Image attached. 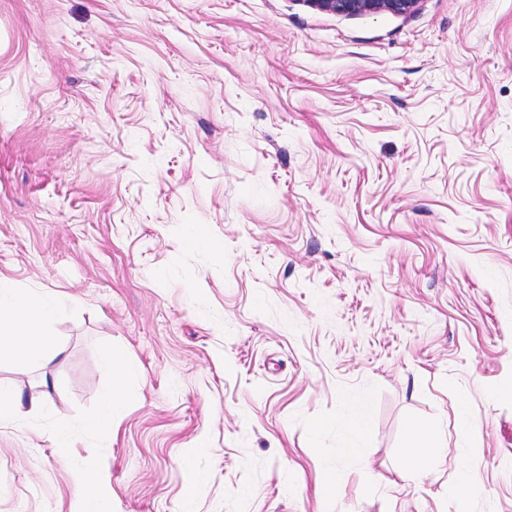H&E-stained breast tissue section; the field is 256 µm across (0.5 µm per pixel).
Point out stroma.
<instances>
[{
	"mask_svg": "<svg viewBox=\"0 0 512 512\" xmlns=\"http://www.w3.org/2000/svg\"><path fill=\"white\" fill-rule=\"evenodd\" d=\"M0 283V512H512V0H0ZM312 8L341 15L388 12L405 15L413 12L419 0H305ZM10 306H0V359L12 358L23 363H51L62 350L43 342L44 326L63 310L58 295L25 292L11 296ZM104 358L112 367V388L101 396L98 412L79 424L80 428L88 433L112 430L117 411L124 402L126 366L121 359L112 354V350L107 351ZM27 398L15 387L0 388V425L18 423L31 411L25 410ZM432 436L421 424H414L408 433L406 451L415 459L421 469H427L432 463L431 447ZM112 511V491L108 476L100 471L82 472L71 512Z\"/></svg>",
	"mask_w": 512,
	"mask_h": 512,
	"instance_id": "35a3bbf8",
	"label": "stroma"
}]
</instances>
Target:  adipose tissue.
Returning a JSON list of instances; mask_svg holds the SVG:
<instances>
[{
	"mask_svg": "<svg viewBox=\"0 0 512 512\" xmlns=\"http://www.w3.org/2000/svg\"><path fill=\"white\" fill-rule=\"evenodd\" d=\"M63 307L64 301L57 295L37 292L12 295L9 306H0V359L12 358L41 365L51 363L60 350L45 344L41 333ZM105 360L112 368V387L102 395L97 413L81 422V429L88 433L111 429L124 402L126 366L110 353L106 354ZM111 508L108 476L100 471L80 473L71 512H110Z\"/></svg>",
	"mask_w": 512,
	"mask_h": 512,
	"instance_id": "ef3b65f1",
	"label": "adipose tissue"
}]
</instances>
